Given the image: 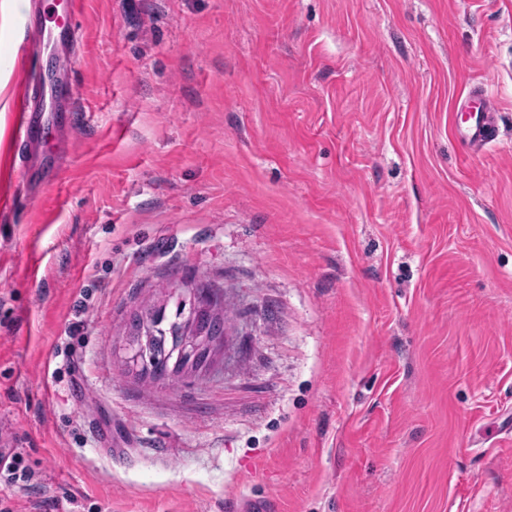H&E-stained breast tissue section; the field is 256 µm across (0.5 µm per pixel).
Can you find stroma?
Listing matches in <instances>:
<instances>
[{
  "mask_svg": "<svg viewBox=\"0 0 512 512\" xmlns=\"http://www.w3.org/2000/svg\"><path fill=\"white\" fill-rule=\"evenodd\" d=\"M29 6L0 0V512H512V0H82L27 185ZM198 281L220 375L126 371ZM458 108L460 112H468L472 122L466 128H457V135L465 140L471 153L483 152L496 139L490 121V114L496 112L493 100L483 91L471 90L459 99Z\"/></svg>",
  "mask_w": 512,
  "mask_h": 512,
  "instance_id": "obj_1",
  "label": "stroma"
}]
</instances>
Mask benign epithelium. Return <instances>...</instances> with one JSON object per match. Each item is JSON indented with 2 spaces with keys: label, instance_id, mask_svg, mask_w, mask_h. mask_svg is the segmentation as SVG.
<instances>
[{
  "label": "benign epithelium",
  "instance_id": "benign-epithelium-1",
  "mask_svg": "<svg viewBox=\"0 0 512 512\" xmlns=\"http://www.w3.org/2000/svg\"><path fill=\"white\" fill-rule=\"evenodd\" d=\"M163 315L153 310L143 317L125 342V364L137 373H177L187 361H203L224 339V300L217 290L196 288V301L187 318L171 331Z\"/></svg>",
  "mask_w": 512,
  "mask_h": 512
}]
</instances>
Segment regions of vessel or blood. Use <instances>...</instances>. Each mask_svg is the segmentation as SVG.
<instances>
[{
  "label": "vessel or blood",
  "instance_id": "obj_1",
  "mask_svg": "<svg viewBox=\"0 0 512 512\" xmlns=\"http://www.w3.org/2000/svg\"><path fill=\"white\" fill-rule=\"evenodd\" d=\"M81 9V0H51L47 12L26 18L25 29L29 40L24 46L26 56L37 58L62 42L65 31L73 29ZM58 89L47 74L27 77L15 110L20 118L23 134V166H30L37 158L39 137L48 127L57 110ZM460 111L469 113V126L458 129L457 134L465 140L471 153L483 152L496 138L490 115L496 107L483 92L470 91L458 102Z\"/></svg>",
  "mask_w": 512,
  "mask_h": 512
}]
</instances>
